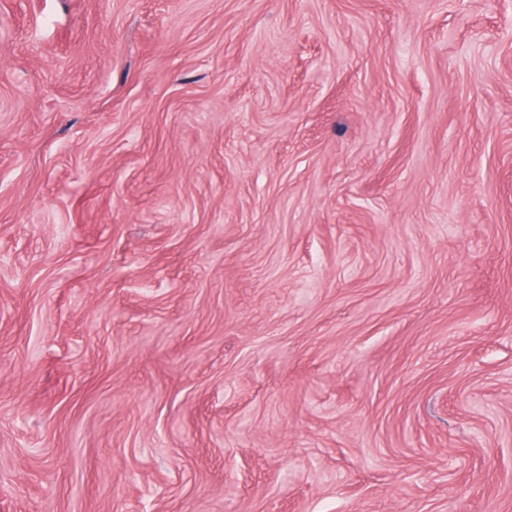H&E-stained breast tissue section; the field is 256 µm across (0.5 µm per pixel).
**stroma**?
Instances as JSON below:
<instances>
[{"mask_svg":"<svg viewBox=\"0 0 512 512\" xmlns=\"http://www.w3.org/2000/svg\"><path fill=\"white\" fill-rule=\"evenodd\" d=\"M0 512H512V0H0Z\"/></svg>","mask_w":512,"mask_h":512,"instance_id":"obj_1","label":"stroma"}]
</instances>
